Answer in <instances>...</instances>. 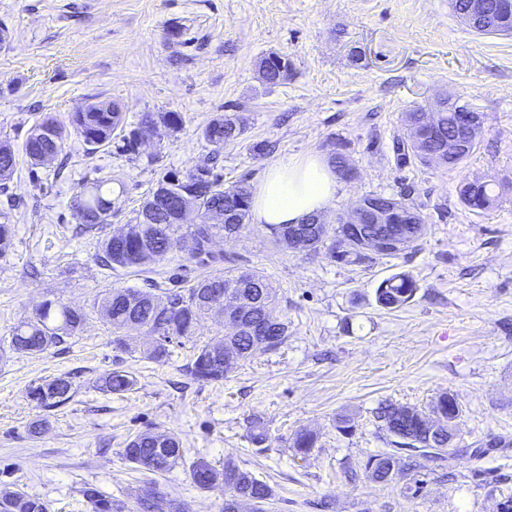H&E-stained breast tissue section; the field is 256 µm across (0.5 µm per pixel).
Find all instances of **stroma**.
Here are the masks:
<instances>
[{"instance_id": "stroma-1", "label": "stroma", "mask_w": 512, "mask_h": 512, "mask_svg": "<svg viewBox=\"0 0 512 512\" xmlns=\"http://www.w3.org/2000/svg\"><path fill=\"white\" fill-rule=\"evenodd\" d=\"M0 140L16 167L0 212L15 226L0 255V484L43 498L49 512H89L91 486L137 512L145 478L121 455L146 431L175 434L182 462L157 486L187 512H222L220 491L196 487L197 459L233 461L266 481L271 512H497L512 496V190L497 207L473 211L458 195L462 181L512 178V37L479 35L461 23L450 0H0ZM288 57L286 83L258 74L261 58ZM450 95L483 117L474 152L453 168L399 164L393 141L406 112ZM119 104L127 127L147 112H179L181 131L158 128L138 153L88 151L69 135L67 167L31 165L24 151L44 117L68 124L93 100ZM237 112L244 134L218 148L202 129L217 114ZM265 151H257V144ZM342 145L357 175L342 181L328 214L367 194L398 195L426 217L418 246L360 266L304 255L276 243L261 225L215 239L216 262L203 266L188 247L157 267L185 282L222 273L238 260L270 277L290 325L287 342L258 350L221 383L194 381L185 370L197 344L219 337L202 319L192 341L167 359L143 358L144 341L115 348L99 300L112 288L143 290L145 276L101 266L100 238L76 232L74 198L111 180L118 230L168 170L188 171L219 156L224 185L254 187L273 164ZM398 272L418 284L396 310L376 290ZM58 300L87 315L66 346L36 355L8 348L15 326L42 301ZM115 369L137 378L115 395L97 381ZM72 376V400L35 408L28 391ZM461 415L447 468L425 462L423 487L407 495L399 482L350 480L368 455L387 450L375 411L392 402L428 409L443 391ZM349 412L354 431L336 429ZM264 421L266 447L248 426ZM318 431L306 458L295 456V431Z\"/></svg>"}]
</instances>
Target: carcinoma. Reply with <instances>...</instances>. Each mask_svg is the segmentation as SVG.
Returning a JSON list of instances; mask_svg holds the SVG:
<instances>
[{
  "label": "carcinoma",
  "instance_id": "1",
  "mask_svg": "<svg viewBox=\"0 0 512 512\" xmlns=\"http://www.w3.org/2000/svg\"><path fill=\"white\" fill-rule=\"evenodd\" d=\"M494 14L500 20L499 31L512 33V0H490ZM456 103L448 100L434 105L435 122L433 134L416 143L411 137L395 145L397 160L410 158L421 163L429 162L428 155L437 153L447 145L448 114L455 112ZM56 124V137L42 140L30 132L25 141V152L31 164L38 166L52 162L62 154L68 130H73L83 143L95 151L117 143L122 152L137 149V135L144 124L164 126L171 132L183 128L184 117L179 112H146L139 124L128 130L119 106L98 100L89 103L70 117V127L45 119L36 125ZM244 133L243 119L237 114H218L203 129L208 142L221 146L236 141ZM16 166V156L11 143L0 140V182L11 178ZM218 159L208 155L187 172L169 170L160 180H175L168 205H184L192 211L193 219L184 224H173L167 214L157 210L153 223H144V216L153 206L155 192H150L143 201L135 222L105 236L101 240L99 261L107 268L121 267L141 272H151L159 262L168 258L181 242L188 239L191 251L197 257H209V244L218 236H224L227 224L208 223L205 216L212 210L229 209L237 221L236 227L244 230L250 218V191L246 184L223 186L216 172ZM461 202L473 211L487 210L499 201L492 184L477 180L467 181L459 187ZM77 219L87 231L101 230L109 225L112 216V198L103 191V184H93L74 200ZM415 224H363L357 229L342 223L341 214L327 218V223L310 227L304 224H283L270 229L277 241L283 242L288 232L294 229L308 231V252L326 250L329 258L344 265H360L373 262L364 257L357 248L360 232L387 235L394 239L410 240L417 244L425 235L427 222L421 213H416ZM14 235L10 216L0 214V251L8 247ZM347 239L349 249L336 254V240ZM417 283L407 272L396 273L383 280L376 291L377 303L390 310L408 303L416 294ZM278 291L262 272L250 268H230L219 276L202 278L187 288H162L156 294L150 291H134L114 288L102 299L101 308L106 310L108 321L115 335L113 343L125 346L124 332L136 329L152 341L143 350L144 357L160 361L170 355L169 346L181 344V340L194 335V328L205 315L224 316V308L240 311L241 320L255 325L262 333L261 346H256L255 337L248 333H226L215 342L196 347L187 366L190 376L199 382L219 383L241 362L251 358L259 349L275 350L289 336L288 321L278 311ZM87 314L59 301L45 300L34 310L33 316L15 327L9 339V348L16 354L33 355L59 347L81 333ZM137 383L134 373L117 369L101 384V389L122 394ZM74 383L69 376L55 377L32 387L30 399L36 406L51 410L65 405L72 398ZM426 412L412 406L382 403L376 411L381 428L392 437V449L370 455L362 465L366 478L375 482L407 480L405 489L421 490L420 480L415 475L422 467L421 460L442 458L450 454L448 436L436 438L429 435L425 425ZM252 443L268 442L265 424L254 419L249 425ZM317 433L308 429L296 432L291 448L299 456L308 455L318 442ZM121 455L136 468L151 474L171 471L182 460L184 450L179 440L170 433L146 431L135 435L123 448ZM192 483L200 489H219L224 492V512H266L273 498L272 488L253 473L240 469L232 461L216 468L210 462L199 459L190 469ZM82 495L90 506V512H124V504L86 487ZM142 512H182L181 503L171 494L154 486L145 489L139 500ZM0 512H48L47 503L40 497L30 495L8 484L0 485Z\"/></svg>",
  "mask_w": 512,
  "mask_h": 512
}]
</instances>
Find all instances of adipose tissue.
Returning a JSON list of instances; mask_svg holds the SVG:
<instances>
[{
  "label": "adipose tissue",
  "mask_w": 512,
  "mask_h": 512,
  "mask_svg": "<svg viewBox=\"0 0 512 512\" xmlns=\"http://www.w3.org/2000/svg\"><path fill=\"white\" fill-rule=\"evenodd\" d=\"M339 189L333 167L319 156L272 165L252 192L253 220L275 227L301 223L325 210Z\"/></svg>",
  "instance_id": "adipose-tissue-1"
}]
</instances>
